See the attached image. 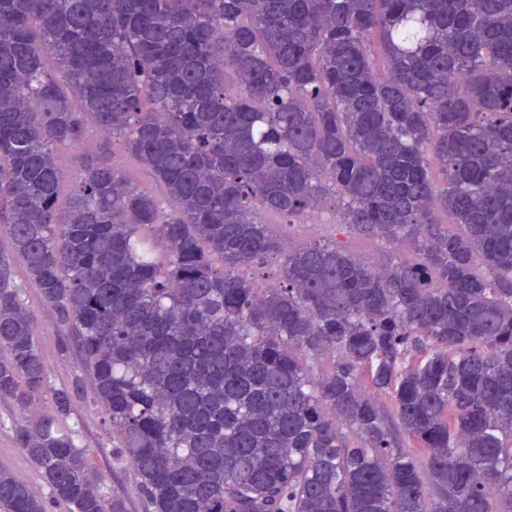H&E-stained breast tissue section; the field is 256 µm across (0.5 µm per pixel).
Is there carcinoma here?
<instances>
[{"mask_svg": "<svg viewBox=\"0 0 512 512\" xmlns=\"http://www.w3.org/2000/svg\"><path fill=\"white\" fill-rule=\"evenodd\" d=\"M92 129L174 206L105 155L59 212L57 150ZM329 203L418 260L259 220ZM2 235L0 399L68 512H126L68 425L87 400L149 512L512 504V0H0ZM15 254L88 378L50 384ZM0 512L47 510L0 468ZM114 151L115 161L125 170L134 186L140 190H147L157 195L162 193L152 174L138 163L136 159L127 154L122 147V143L118 140L114 146Z\"/></svg>", "mask_w": 512, "mask_h": 512, "instance_id": "carcinoma-1", "label": "carcinoma"}]
</instances>
